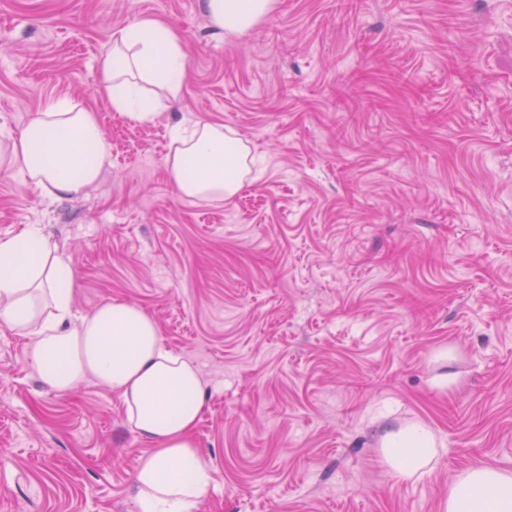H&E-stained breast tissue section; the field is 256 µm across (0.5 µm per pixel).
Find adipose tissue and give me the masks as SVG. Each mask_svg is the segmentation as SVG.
<instances>
[{"mask_svg":"<svg viewBox=\"0 0 512 512\" xmlns=\"http://www.w3.org/2000/svg\"><path fill=\"white\" fill-rule=\"evenodd\" d=\"M278 0H204L219 29L241 33L275 10ZM187 72L178 35L151 20L126 26L101 65L113 111L145 122L163 98L178 97ZM177 148L166 159L182 195H236L249 171V150L234 131L200 119L171 128ZM12 164L27 184L52 199L95 182L109 158L95 113L66 100L46 104L11 145ZM73 273L40 225L0 242V324L27 330L29 357L51 390L66 392L86 379L117 392L132 428L154 447L136 469L139 512H199L212 470L193 432L204 404L197 371L168 350L153 318L127 302L94 312L72 311ZM431 433L414 425L385 441L384 459L401 481L423 473L436 450ZM443 512H512V472L475 465L448 488Z\"/></svg>","mask_w":512,"mask_h":512,"instance_id":"ef3b65f1","label":"adipose tissue"}]
</instances>
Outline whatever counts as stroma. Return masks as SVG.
Instances as JSON below:
<instances>
[{
    "label": "stroma",
    "instance_id": "obj_1",
    "mask_svg": "<svg viewBox=\"0 0 512 512\" xmlns=\"http://www.w3.org/2000/svg\"><path fill=\"white\" fill-rule=\"evenodd\" d=\"M154 20L188 79L148 123L113 111V36ZM95 112L111 163L50 202L0 157V241L40 225L73 307H141L198 371L200 512H441L461 471L512 472V0H279L241 34L204 0H0V148L52 100ZM192 115L263 161L182 196ZM0 326V512H138L150 447L121 397L58 393ZM436 438L398 481L382 440Z\"/></svg>",
    "mask_w": 512,
    "mask_h": 512
}]
</instances>
